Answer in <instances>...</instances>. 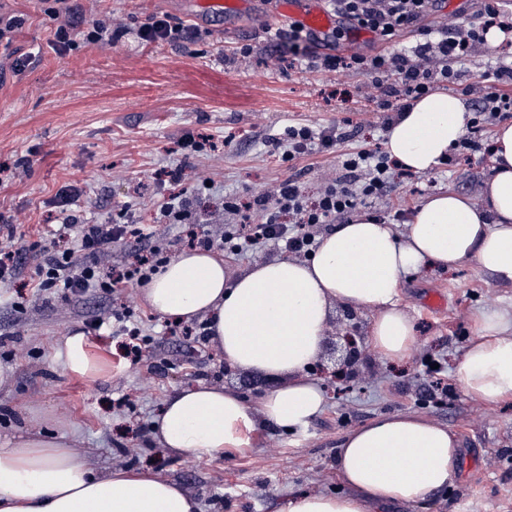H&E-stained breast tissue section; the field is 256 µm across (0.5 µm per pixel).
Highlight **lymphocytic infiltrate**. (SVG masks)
<instances>
[{"instance_id":"obj_1","label":"lymphocytic infiltrate","mask_w":512,"mask_h":512,"mask_svg":"<svg viewBox=\"0 0 512 512\" xmlns=\"http://www.w3.org/2000/svg\"><path fill=\"white\" fill-rule=\"evenodd\" d=\"M328 5L338 20L330 34L320 36L292 23L279 31L278 37L287 40L290 52L301 53L307 67L365 75L363 93L381 101L389 127L413 101L441 84L455 82L454 64L485 45L491 30L512 34V0H481L474 20L444 12L443 0H328ZM50 15L55 24L53 44L59 49L72 46L76 33L85 44L98 46L111 43L127 28L124 18L116 15L87 16L80 0H53ZM354 30L371 33L381 42V49L373 53L359 47L340 49V41ZM407 34L417 35L416 44L392 49V42ZM320 45L328 47V54H317ZM465 92L475 97L476 109L467 136L448 157L452 166L477 152L490 154L489 126L494 120L512 117V65L483 75L480 81L467 85ZM352 136V131L340 126L319 130L292 126L286 138L274 140L273 145L293 159L331 151ZM341 167L342 175L327 182L313 197L297 180L288 178L264 192L224 198L219 208L197 214L192 204L207 178L192 173L190 163L184 162L161 173L178 191L161 206L160 219L180 225L182 243L194 248L240 256L268 243L284 252L308 255L316 247L313 226L335 223L357 208L371 206L391 183L406 175L405 169L378 147L346 154ZM79 195L74 186L60 192L61 224L39 241H28L18 233L16 223L6 224L0 234L1 284L16 279L33 251L38 261L31 279L39 294L64 297H79L91 290L108 295L130 283H146L167 260L168 244L152 228L109 218L95 224L81 223L74 208ZM228 214L234 215L233 223H225ZM122 239L128 242V252L121 260L110 261L113 242ZM130 318V307L112 305L100 309L89 327L124 337L128 353L137 357L145 340L140 328L130 326Z\"/></svg>"}]
</instances>
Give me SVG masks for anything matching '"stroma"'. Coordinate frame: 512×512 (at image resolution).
Here are the masks:
<instances>
[{
	"label": "stroma",
	"mask_w": 512,
	"mask_h": 512,
	"mask_svg": "<svg viewBox=\"0 0 512 512\" xmlns=\"http://www.w3.org/2000/svg\"><path fill=\"white\" fill-rule=\"evenodd\" d=\"M51 4L0 0V12L23 20L10 48H0V214L21 218L29 240L56 223L57 193L74 185L84 191L77 203L83 217L103 218L105 202L128 207L131 219L155 225L171 254H179L184 246L177 226L157 220L169 186L154 174L179 164V144L189 138L202 135L224 148L219 158L192 159L214 181L201 195L205 207L291 177L317 194L326 180L340 175L342 154L386 140L378 103L357 92L362 75L307 69L287 59V46L274 45L277 0H249L231 21L202 24L189 22L183 0H84L89 14L124 17L131 31L109 45L80 43L61 53L49 45ZM160 14L190 24L191 41L140 40L134 26ZM274 50L282 56L275 66L268 62ZM29 52L33 63L13 71V59ZM510 61L512 52L480 46L458 65L459 77L447 90L462 95L479 74ZM344 122L357 134L330 154L289 162L270 144L292 125L322 129ZM17 167L25 169L23 179L11 178ZM489 174V160L475 154L454 170L440 165L393 183L376 208L401 201L410 212L448 189L475 199ZM36 260L28 255L18 278L0 285V367L10 371L0 383L1 439L55 435L98 470L176 481L200 502L202 512H281L291 497L342 490L336 447L347 432L380 414L416 412L456 435L464 467L454 485L434 492L425 504L391 503L382 512H512V400L471 399L457 376L462 354L477 334L479 310L511 299V285L488 282L469 264L429 266L405 280L400 301L413 321L416 347L410 360L397 366L370 348L371 310L336 306L326 338L356 324L363 355L356 372L342 380L330 377L334 358L323 351L325 371L318 376L326 396L323 411L295 434L269 430L244 452L193 462L162 453L152 439L151 423L164 401L203 381L238 391L255 408L268 381L249 371H225L209 338L171 333L170 322L136 287L116 289L112 299L137 308L146 338L138 362L124 359L119 339L110 333H87L85 351L96 374H60L55 344L70 331L84 330L107 300L35 298L29 268ZM441 288L448 292L447 311L426 313L423 300ZM18 297L25 303L21 312L11 306ZM428 358L442 364L448 395H430ZM123 395L130 408L119 412L114 401Z\"/></svg>",
	"instance_id": "stroma-1"
}]
</instances>
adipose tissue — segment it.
Masks as SVG:
<instances>
[{
    "mask_svg": "<svg viewBox=\"0 0 512 512\" xmlns=\"http://www.w3.org/2000/svg\"><path fill=\"white\" fill-rule=\"evenodd\" d=\"M457 95L434 92L389 130L385 149L403 167L426 173L467 130ZM492 174L473 201L453 190L419 205L405 226L367 214L324 234L306 260L276 258L235 274L213 253L172 257L145 285L150 307L176 323L204 317L231 367L272 383L259 409L238 392L200 382L164 402L154 438L171 455L207 458L251 447L267 429L303 430L325 393L310 369L322 354L335 305L374 310L369 343L390 363L414 351L402 282L427 266H474L512 284V122L493 137ZM458 375L466 395L487 403L512 398V304L484 309ZM459 444L447 427L413 413L383 414L338 444L344 491L301 494L283 512H379L417 505L453 484ZM0 512H201L178 484L149 474L99 473L64 440L38 433L0 442Z\"/></svg>",
    "mask_w": 512,
    "mask_h": 512,
    "instance_id": "ef3b65f1",
    "label": "adipose tissue"
}]
</instances>
